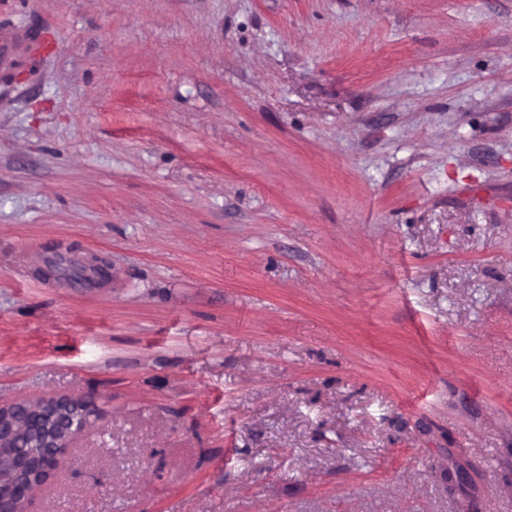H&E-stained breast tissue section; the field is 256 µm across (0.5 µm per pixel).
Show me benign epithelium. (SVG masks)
Instances as JSON below:
<instances>
[{
    "instance_id": "1",
    "label": "benign epithelium",
    "mask_w": 512,
    "mask_h": 512,
    "mask_svg": "<svg viewBox=\"0 0 512 512\" xmlns=\"http://www.w3.org/2000/svg\"><path fill=\"white\" fill-rule=\"evenodd\" d=\"M19 407L29 409L47 422L45 434L48 452L34 466L13 467L10 488L4 491L0 489V512H24L25 503L35 484L43 482L55 468L58 453L69 447L75 431L81 428L77 419L87 417L92 404L83 398H62L6 407L0 405V461L5 452L17 453L12 414Z\"/></svg>"
}]
</instances>
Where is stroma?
<instances>
[{
	"label": "stroma",
	"instance_id": "obj_1",
	"mask_svg": "<svg viewBox=\"0 0 512 512\" xmlns=\"http://www.w3.org/2000/svg\"><path fill=\"white\" fill-rule=\"evenodd\" d=\"M0 30V405L94 403L26 512H512V0Z\"/></svg>",
	"mask_w": 512,
	"mask_h": 512
}]
</instances>
